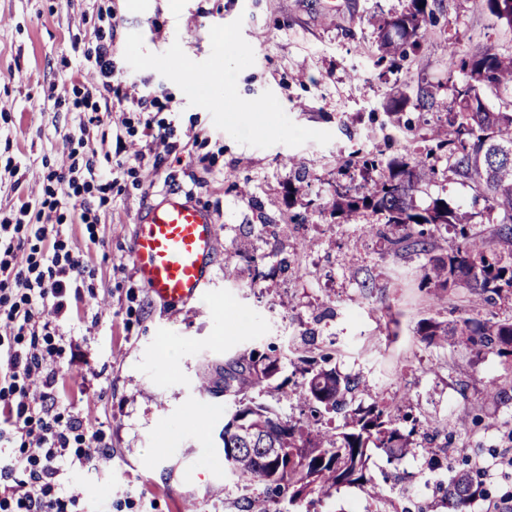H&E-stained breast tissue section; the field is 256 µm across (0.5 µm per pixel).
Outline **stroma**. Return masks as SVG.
I'll return each mask as SVG.
<instances>
[{
	"label": "stroma",
	"instance_id": "35a3bbf8",
	"mask_svg": "<svg viewBox=\"0 0 512 512\" xmlns=\"http://www.w3.org/2000/svg\"><path fill=\"white\" fill-rule=\"evenodd\" d=\"M409 0H0V224L55 225L80 258L84 280L59 321L58 410L100 432L112 450L96 469H64L81 512H239L244 495L225 470L220 433L230 395L203 394L198 376L256 346L282 354L290 376L305 351L328 353L366 396L405 400L423 425L452 432L451 456L485 472L490 497L467 512H493L512 496V366L493 354L424 343V318L469 311L461 288L444 300L422 282L426 255L389 251L365 235L370 213L329 215L335 182L365 191L382 160L430 148L465 76L448 59L487 46L512 51V30L473 0H429L435 20L405 59L381 60L376 18ZM112 49V84L127 98L105 101L102 79L83 65ZM218 72L178 96L185 64ZM435 102L418 101L419 89ZM254 100L272 131L235 121ZM166 134L153 143L150 131ZM111 166L101 196L86 168ZM445 159L420 184L418 208L434 200L481 218L471 184L451 179ZM77 172L69 187L68 169ZM189 195L218 228L203 303L155 301L131 261L136 220L165 194ZM58 200L36 213L34 200ZM267 224L287 225L272 238ZM248 238V253L237 244ZM261 259L268 287L251 283ZM316 332L305 342L306 329ZM370 471L400 512H448L449 470L427 454Z\"/></svg>",
	"mask_w": 512,
	"mask_h": 512
}]
</instances>
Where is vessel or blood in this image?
<instances>
[{"mask_svg":"<svg viewBox=\"0 0 512 512\" xmlns=\"http://www.w3.org/2000/svg\"><path fill=\"white\" fill-rule=\"evenodd\" d=\"M217 240L207 210L172 197L138 218L133 266L154 299L172 305L194 302L210 284Z\"/></svg>","mask_w":512,"mask_h":512,"instance_id":"1","label":"vessel or blood"}]
</instances>
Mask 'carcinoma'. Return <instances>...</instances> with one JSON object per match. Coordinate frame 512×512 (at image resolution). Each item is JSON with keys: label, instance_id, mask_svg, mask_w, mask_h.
<instances>
[{"label": "carcinoma", "instance_id": "obj_1", "mask_svg": "<svg viewBox=\"0 0 512 512\" xmlns=\"http://www.w3.org/2000/svg\"><path fill=\"white\" fill-rule=\"evenodd\" d=\"M475 4L512 28V0ZM432 20L428 0H410L405 13L381 20L379 50L404 58L405 51L392 36L406 42ZM457 68L465 74V84L457 90L453 119L448 127L436 129L433 139L437 149L446 152L448 174L475 184L491 225L490 237L470 223V215L442 200L424 210L416 208L417 185L436 174L431 150L385 163L364 156L363 167L382 170L379 179L361 196L336 187L330 215L346 222L363 211L382 217L383 223L367 224L365 230L385 238L397 251L429 255L423 281L438 290V300L456 288L469 290L473 315L448 322L423 319L417 326L422 340L512 362V313H483L488 306H512V99L508 107L494 111L482 97L485 88L512 96V54L487 47L459 60L450 58L448 70ZM449 227L456 229L455 241L445 246L439 233ZM298 361L297 378L287 377L276 385V390L297 400L298 416L291 418L248 396L280 373L281 356L275 348L240 350L215 368L223 383L220 392L234 396L236 402L224 422V464L244 490L264 485L262 495L243 498L242 512H271L270 504L280 501L288 504V512H311L341 486L371 487L369 461L375 449L390 463L426 450L429 466L443 467L436 449L448 447V442L439 441L440 431L419 432V419L395 414L402 410L400 404L394 408L382 399L355 403V395L365 390L363 382L340 375L330 366L328 354L302 355ZM444 493L453 512H465L473 499L489 496L483 471L466 460Z\"/></svg>", "mask_w": 512, "mask_h": 512}]
</instances>
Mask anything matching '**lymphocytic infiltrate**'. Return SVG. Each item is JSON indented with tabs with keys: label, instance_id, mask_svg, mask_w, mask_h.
<instances>
[{
	"label": "lymphocytic infiltrate",
	"instance_id": "obj_1",
	"mask_svg": "<svg viewBox=\"0 0 512 512\" xmlns=\"http://www.w3.org/2000/svg\"><path fill=\"white\" fill-rule=\"evenodd\" d=\"M47 235L44 224H0V322L9 330L0 336V446H20L18 457L0 463V512H71L79 497L61 490V464L92 469L112 457L99 433L56 411L53 364L61 350L51 339L84 270L59 240L19 259L30 239Z\"/></svg>",
	"mask_w": 512,
	"mask_h": 512
}]
</instances>
